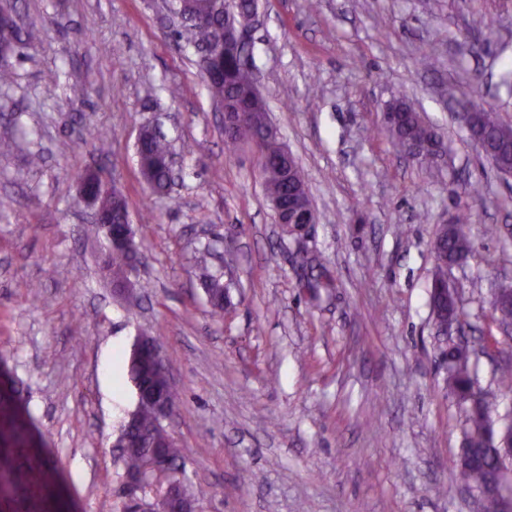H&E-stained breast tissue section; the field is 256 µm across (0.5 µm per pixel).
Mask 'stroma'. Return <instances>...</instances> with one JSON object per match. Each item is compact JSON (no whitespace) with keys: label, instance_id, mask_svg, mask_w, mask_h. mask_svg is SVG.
<instances>
[{"label":"stroma","instance_id":"stroma-1","mask_svg":"<svg viewBox=\"0 0 512 512\" xmlns=\"http://www.w3.org/2000/svg\"><path fill=\"white\" fill-rule=\"evenodd\" d=\"M12 7L38 38L0 62L14 76L0 86V139L13 142L0 154V425L14 416L34 430L13 457L46 466L47 481L0 500V512H120L112 434L136 400L117 358L141 331L159 341L178 390L171 430L203 512H480L454 480L464 415L437 358L428 291L440 226L467 203L462 186L481 182L473 251L448 281L477 385L512 410L497 385L512 339L488 293L512 279V177L458 118L480 99L512 124L501 83L512 0H259L249 61L318 213L306 245L335 281L315 298L254 151L225 156L224 114L164 0ZM400 96L448 144L434 166L397 153L382 131ZM147 126L182 159L160 198L140 173ZM89 167L128 201L144 256L130 302L102 272L103 235L79 200ZM205 245L213 271L236 282L220 318L195 274Z\"/></svg>","mask_w":512,"mask_h":512}]
</instances>
